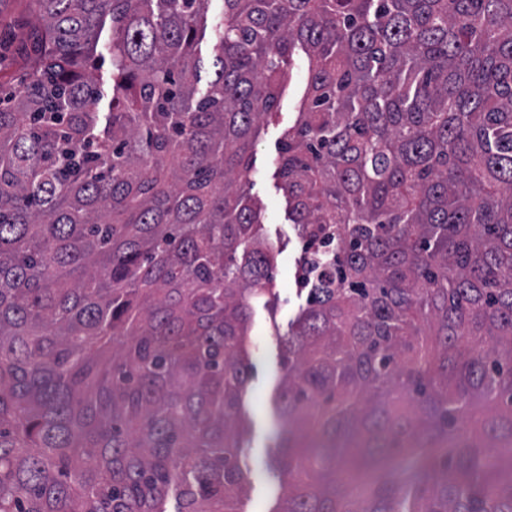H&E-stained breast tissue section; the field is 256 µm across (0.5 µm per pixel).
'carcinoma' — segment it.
Segmentation results:
<instances>
[{"instance_id":"carcinoma-1","label":"carcinoma","mask_w":512,"mask_h":512,"mask_svg":"<svg viewBox=\"0 0 512 512\" xmlns=\"http://www.w3.org/2000/svg\"><path fill=\"white\" fill-rule=\"evenodd\" d=\"M25 2L41 28L0 108V512H242L274 259L247 186L300 55L276 177L310 288L279 512H512V0H224L203 90L205 0ZM111 73L112 68L106 60L103 64H97L94 69L90 70V76L92 82L95 84L96 89L99 94V102H98V112H107L109 111V101L111 97Z\"/></svg>"}]
</instances>
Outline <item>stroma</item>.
<instances>
[{
    "mask_svg": "<svg viewBox=\"0 0 512 512\" xmlns=\"http://www.w3.org/2000/svg\"><path fill=\"white\" fill-rule=\"evenodd\" d=\"M39 18L19 0L12 11V23L0 29L7 49L0 53V70L21 79L25 63L18 50L26 44ZM306 83V66L296 60L289 92L283 97L275 122L265 126L252 156L250 193L261 207L262 233L274 252L270 301L253 306L249 331L251 377L241 396V417L246 431L238 450V464L247 480L243 512H278L285 491L273 462L278 452L280 416L277 396L285 373L283 338L288 326L305 306L307 293L294 274L301 255V243L288 222L287 202L275 177L280 131L295 117L296 99Z\"/></svg>",
    "mask_w": 512,
    "mask_h": 512,
    "instance_id": "obj_1",
    "label": "stroma"
}]
</instances>
